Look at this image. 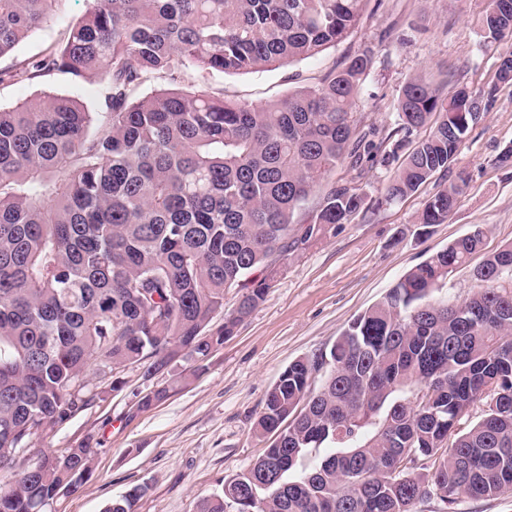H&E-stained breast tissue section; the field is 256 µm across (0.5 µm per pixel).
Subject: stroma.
Wrapping results in <instances>:
<instances>
[{"label":"stroma","mask_w":512,"mask_h":512,"mask_svg":"<svg viewBox=\"0 0 512 512\" xmlns=\"http://www.w3.org/2000/svg\"><path fill=\"white\" fill-rule=\"evenodd\" d=\"M484 6L485 0H369L352 34L316 58L272 71L185 79V86L222 92L229 101L264 105L288 90L319 84L369 46L372 62L353 107L361 129L393 130L402 89L419 75L440 83L445 98L460 86L493 97L485 120L469 132L448 171L295 251L279 266L265 301L205 367L190 360L178 364L186 382L166 399L145 411L137 408L143 395L167 385L168 375L148 378L143 366H132L120 373L113 390L109 377L91 366L87 380L97 393L94 403L43 444L60 454L94 437L93 473L77 493L60 497L52 512H103L136 485L148 488L137 512H196L200 499L246 470L270 445V438L256 437L252 428L266 393L291 362L331 347L348 321L380 302L410 268L475 225L487 230L486 251L512 241V162L500 160L512 146V85L496 82L512 38L483 41L478 19ZM87 8L86 0H58L53 18L19 46L17 58L63 42ZM43 92L74 97L94 111L104 86L95 79L76 83L64 74L5 82L0 106ZM395 170L376 161L358 169L346 164L333 178L359 188L372 202ZM461 172L468 186L451 219L420 235L416 217L425 202L438 184Z\"/></svg>","instance_id":"35a3bbf8"}]
</instances>
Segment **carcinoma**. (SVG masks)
Instances as JSON below:
<instances>
[{"label": "carcinoma", "mask_w": 512, "mask_h": 512, "mask_svg": "<svg viewBox=\"0 0 512 512\" xmlns=\"http://www.w3.org/2000/svg\"><path fill=\"white\" fill-rule=\"evenodd\" d=\"M57 0H0V60L48 21ZM64 43L0 67V83L66 74L104 83L100 108L45 94L0 108V512H50L92 475L87 440L56 455L43 433L89 408L85 373L145 375L202 364L263 303L279 258L365 209L336 167L427 133L377 204L417 192L457 159L485 112L465 87L445 100L422 78L403 87L398 127L368 133L352 112L372 50L319 86L276 102H230L179 88L188 71L290 66L343 41L368 0H87ZM483 38L512 35V0H486ZM327 187L306 225L295 217ZM467 178L438 189L417 218L445 224ZM477 226L412 267L354 317L328 350L298 358L254 424L264 455L197 512H416L435 496L512 489V242L474 268L461 303L436 297L479 252ZM241 292L224 324V291ZM174 384L139 401L146 410ZM480 404L482 414L469 420ZM329 449L322 454L320 450ZM437 457L429 468L425 461ZM135 486L104 512H135Z\"/></svg>", "instance_id": "obj_1"}]
</instances>
